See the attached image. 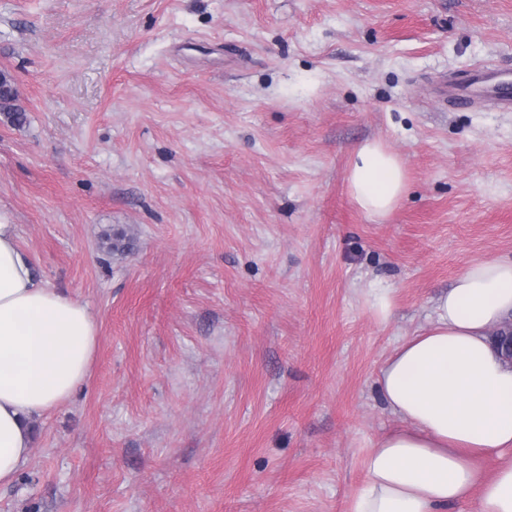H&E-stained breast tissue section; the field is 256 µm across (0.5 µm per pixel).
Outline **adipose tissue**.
Instances as JSON below:
<instances>
[{
  "mask_svg": "<svg viewBox=\"0 0 512 512\" xmlns=\"http://www.w3.org/2000/svg\"><path fill=\"white\" fill-rule=\"evenodd\" d=\"M405 191L403 164L381 141L355 150L349 194L359 209L386 215ZM432 311L379 371V394L401 426L365 456L347 512H446L472 496L479 512H512V363L492 340L512 317V259L470 263ZM97 339L88 308L47 287L16 225L0 222V485L27 463L32 421L86 383ZM476 453L499 459L492 478Z\"/></svg>",
  "mask_w": 512,
  "mask_h": 512,
  "instance_id": "ef3b65f1",
  "label": "adipose tissue"
}]
</instances>
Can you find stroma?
I'll list each match as a JSON object with an SVG mask.
<instances>
[{
  "mask_svg": "<svg viewBox=\"0 0 512 512\" xmlns=\"http://www.w3.org/2000/svg\"><path fill=\"white\" fill-rule=\"evenodd\" d=\"M479 65L512 74V0H0V221L98 326L0 512H346L380 367L512 258V111L448 106ZM16 91L12 79L3 72H0V112L8 115L13 123L21 124L26 115L16 104ZM348 181L355 205L373 216L391 212L406 191L401 160L379 140L367 141L354 151Z\"/></svg>",
  "mask_w": 512,
  "mask_h": 512,
  "instance_id": "stroma-1",
  "label": "stroma"
}]
</instances>
